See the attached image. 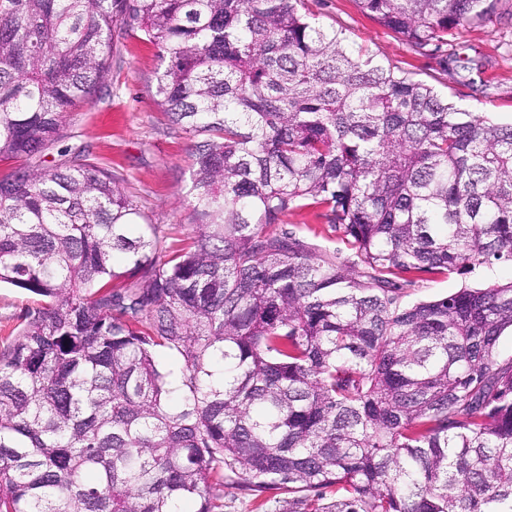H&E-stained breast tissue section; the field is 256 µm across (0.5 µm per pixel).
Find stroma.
<instances>
[{
	"mask_svg": "<svg viewBox=\"0 0 512 512\" xmlns=\"http://www.w3.org/2000/svg\"><path fill=\"white\" fill-rule=\"evenodd\" d=\"M304 2L319 24L345 31L351 52L363 50L381 63L398 66L413 79L435 86L460 109L497 122L512 119V0H498L491 20L465 24L448 45L423 54L363 15L355 0ZM111 57V74L98 90L95 106L76 115L65 142L89 146L169 241L193 235L187 198L190 142L154 97L157 50L140 35L120 33L112 41ZM283 229L296 233L312 250L351 254L346 240L325 223L320 208L288 216ZM509 278L512 269L507 267L489 277H436L408 289L406 299H435L465 285L481 287L492 279ZM36 303L34 295L20 289L0 288V348L18 335L26 310Z\"/></svg>",
	"mask_w": 512,
	"mask_h": 512,
	"instance_id": "35a3bbf8",
	"label": "stroma"
}]
</instances>
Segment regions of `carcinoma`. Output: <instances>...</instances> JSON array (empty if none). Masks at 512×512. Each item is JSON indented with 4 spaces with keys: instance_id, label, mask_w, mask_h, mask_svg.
Wrapping results in <instances>:
<instances>
[{
    "instance_id": "cac0c4a2",
    "label": "carcinoma",
    "mask_w": 512,
    "mask_h": 512,
    "mask_svg": "<svg viewBox=\"0 0 512 512\" xmlns=\"http://www.w3.org/2000/svg\"><path fill=\"white\" fill-rule=\"evenodd\" d=\"M303 0H0V512H512V121L354 55ZM417 52L496 0H356ZM191 140L167 243L86 147L114 33ZM316 205L354 259L276 226ZM160 351L177 372L162 371ZM512 277V269L509 267L497 268L488 276H459L456 274L448 277H436L421 281L416 287L407 289L405 301L435 299L454 292L465 284L471 287H482L490 282L506 280ZM37 298L17 288H0V349L22 329L27 308L35 307Z\"/></svg>"
}]
</instances>
